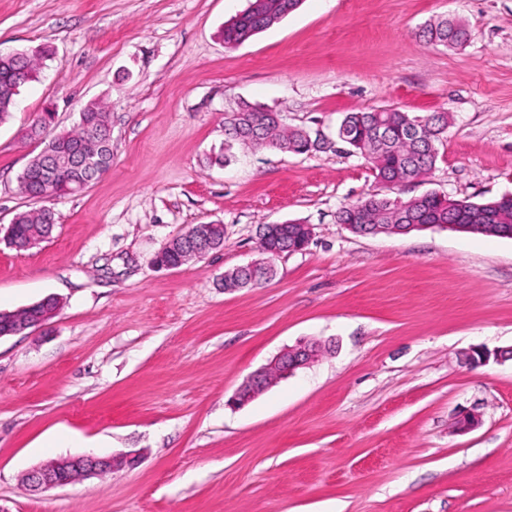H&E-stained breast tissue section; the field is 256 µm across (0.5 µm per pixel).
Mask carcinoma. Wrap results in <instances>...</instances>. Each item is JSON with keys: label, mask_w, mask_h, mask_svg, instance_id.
Masks as SVG:
<instances>
[{"label": "carcinoma", "mask_w": 512, "mask_h": 512, "mask_svg": "<svg viewBox=\"0 0 512 512\" xmlns=\"http://www.w3.org/2000/svg\"><path fill=\"white\" fill-rule=\"evenodd\" d=\"M302 0H249L241 15L231 19L224 27V43L236 46L281 21L297 9ZM421 37L429 44L457 47L467 41L466 28L448 20L428 23L421 29ZM39 54H25L19 58L0 57V123L7 120L15 107L18 93L13 82L23 70L30 80L38 77ZM272 109L259 104H243L238 111L224 118L225 146L238 142L254 145L255 135L271 148L283 152L306 153L314 143L311 135L299 129L290 130L271 116ZM55 113L48 110L36 133L43 149L51 150L57 141L71 144L86 139L96 129L110 125V115L97 103L86 105L78 124L71 130L49 134ZM448 129V113L437 112L419 116L396 109L350 112L337 130L338 139L371 163L376 178L389 186H398L425 178L435 167L440 148L444 146ZM78 173L66 170L54 181L42 186L40 156L36 155L18 177L19 192L36 200L45 197L71 195L76 187ZM339 224L358 225L359 234L372 225L407 224H474L477 233L495 228L512 230V201L504 198L472 202L453 200L437 192L401 200L370 195L336 212ZM55 213L49 207L24 211L15 216L9 227V245L17 251L30 249L53 232Z\"/></svg>", "instance_id": "cac0c4a2"}]
</instances>
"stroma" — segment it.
Instances as JSON below:
<instances>
[{
  "label": "stroma",
  "mask_w": 512,
  "mask_h": 512,
  "mask_svg": "<svg viewBox=\"0 0 512 512\" xmlns=\"http://www.w3.org/2000/svg\"><path fill=\"white\" fill-rule=\"evenodd\" d=\"M248 0H0V50L50 54L0 123V311L48 295L61 307L0 338V506L7 512H512V239L427 229L358 235L344 205L381 192L336 141L346 113L449 116L429 178L401 186L480 201L512 193V0H304L228 48ZM463 21L449 50L424 23ZM330 141L293 154L234 146L241 102ZM99 102L112 166L47 200L57 224L26 251L5 239L37 208L17 178L40 146L24 130L46 106L58 129ZM314 227L275 258L272 281L227 291V269L261 259L264 224ZM224 226L223 250L176 270L163 244ZM303 338L331 351L242 407L246 378ZM478 414L477 428L457 421ZM69 432L46 447L53 429ZM94 448L139 450L135 468L30 491L24 474Z\"/></svg>",
  "instance_id": "stroma-1"
}]
</instances>
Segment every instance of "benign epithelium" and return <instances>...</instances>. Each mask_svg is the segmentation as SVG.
<instances>
[{"instance_id": "benign-epithelium-1", "label": "benign epithelium", "mask_w": 512, "mask_h": 512, "mask_svg": "<svg viewBox=\"0 0 512 512\" xmlns=\"http://www.w3.org/2000/svg\"><path fill=\"white\" fill-rule=\"evenodd\" d=\"M112 143V127L95 130L87 138L80 150L79 161L86 174V181L92 182L104 173L101 164L100 151ZM72 157L68 153L50 154L45 160V176L52 178L55 173L68 167ZM224 236L222 224H195L186 232L169 239L162 247L164 251H179L191 258H202L214 249V243ZM271 266L258 261L236 268L234 278L227 281L229 288H241L259 280L271 277ZM50 313L39 312L32 319L6 330H0V338L14 331L24 330L43 324ZM324 345L317 340L303 339L295 345L282 349L266 366L250 375L240 389L235 393L231 403L234 406H243L256 395L265 391L273 379H281L293 374L296 370L313 362L322 352ZM139 461L136 452L118 453L109 458H99L93 455H79L67 459V468H61L56 460L45 461L24 475L23 481L33 491L46 488L62 487L69 484L66 473L75 469L80 477L103 476L123 470L134 468Z\"/></svg>"}]
</instances>
